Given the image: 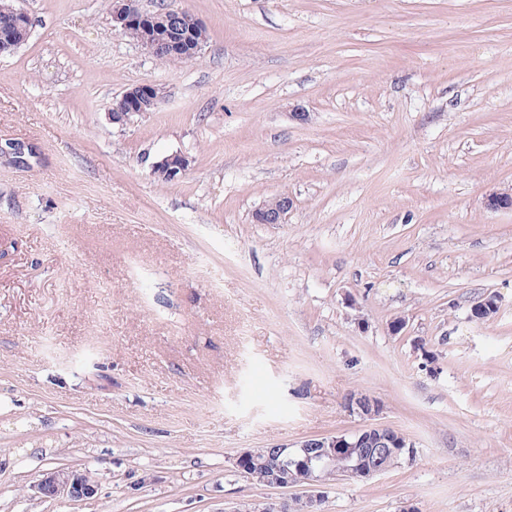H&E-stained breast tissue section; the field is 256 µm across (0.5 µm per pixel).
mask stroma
Segmentation results:
<instances>
[{
	"instance_id": "stroma-1",
	"label": "stroma",
	"mask_w": 512,
	"mask_h": 512,
	"mask_svg": "<svg viewBox=\"0 0 512 512\" xmlns=\"http://www.w3.org/2000/svg\"><path fill=\"white\" fill-rule=\"evenodd\" d=\"M0 57V512L290 500L250 448L377 423L412 459L322 512H512V0H140L205 25L162 62L104 0H20ZM156 111L112 119L126 89ZM178 153L182 178L154 162ZM288 195L284 223L258 224ZM496 295L489 321L473 302ZM404 320L399 333L393 321ZM97 496L44 499V471ZM162 98V91L155 85L140 84L131 87L113 100L112 119L124 121L143 112H150L146 108L156 109ZM187 168V158L181 154L173 153L155 162L152 165V172L158 179L172 182L181 178ZM291 201L286 196H279L267 200L255 212V221L258 224H281L288 213ZM44 498L67 497L71 501H83L98 493V483L86 470L50 469L43 473L35 486Z\"/></svg>"
}]
</instances>
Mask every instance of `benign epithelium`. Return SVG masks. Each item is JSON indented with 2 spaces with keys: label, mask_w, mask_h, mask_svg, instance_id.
<instances>
[{
  "label": "benign epithelium",
  "mask_w": 512,
  "mask_h": 512,
  "mask_svg": "<svg viewBox=\"0 0 512 512\" xmlns=\"http://www.w3.org/2000/svg\"><path fill=\"white\" fill-rule=\"evenodd\" d=\"M181 13L189 19L186 30L170 36L169 44L173 54L183 59H194L202 51L194 33L203 27L201 20L192 12L183 9ZM111 18L113 26L120 32L138 25L145 29V37L140 41L141 47L150 54H155L160 46L159 38L165 31L168 11L153 13L141 11L137 0H112ZM163 98L162 91L152 84H140L127 89L112 102V119L124 121L140 115L146 109H155ZM188 168L185 156L173 153L152 165L153 174L168 182L182 177ZM291 201L286 196H279L266 201L255 212V221L259 224H280L288 213ZM496 296L488 295L475 302L471 307V317L484 320L499 309ZM397 430L380 425H366L352 433L304 440L297 444L304 459H288V465L294 470L272 483L275 488L309 487L313 494L297 496L292 503H284L280 508L270 510V502H258L252 507L241 505L236 512H317L323 499L319 488L323 487V474L328 470L336 471L340 479L360 481L384 473L390 468L394 458V449L402 447ZM375 439V447L366 448L364 443ZM36 492L44 498L66 497L71 501H83L93 498L98 493V483L86 470L50 469L43 473L42 479L35 486Z\"/></svg>",
  "instance_id": "benign-epithelium-1"
}]
</instances>
